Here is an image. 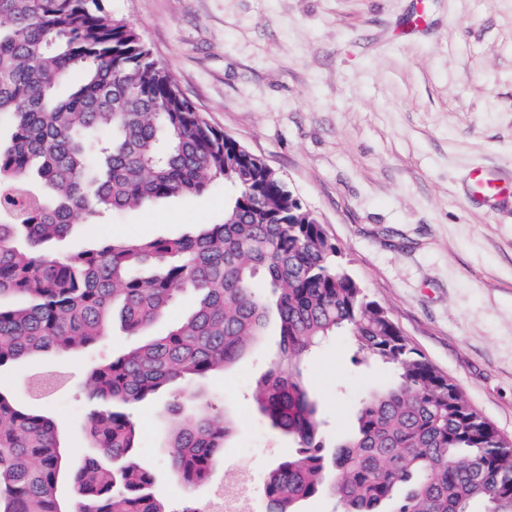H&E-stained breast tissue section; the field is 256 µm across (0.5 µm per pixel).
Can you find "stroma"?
Masks as SVG:
<instances>
[{
  "label": "stroma",
  "mask_w": 512,
  "mask_h": 512,
  "mask_svg": "<svg viewBox=\"0 0 512 512\" xmlns=\"http://www.w3.org/2000/svg\"><path fill=\"white\" fill-rule=\"evenodd\" d=\"M218 129L275 170L343 252L351 273L431 363L512 438V205L470 194V174H512V0H106ZM425 28H410L417 9ZM223 185L105 213L60 251L177 236L224 218ZM131 342L113 326L93 349L41 352L0 383L56 422L74 462L90 454L85 374ZM275 324L196 392L234 425L208 484L186 487L166 458L167 396L137 404V458L170 512L227 485L266 512L262 484L295 448L252 392L275 356ZM347 337L305 366L327 438L355 423L388 379L353 365Z\"/></svg>",
  "instance_id": "obj_1"
}]
</instances>
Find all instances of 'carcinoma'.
Instances as JSON below:
<instances>
[{
    "instance_id": "cac0c4a2",
    "label": "carcinoma",
    "mask_w": 512,
    "mask_h": 512,
    "mask_svg": "<svg viewBox=\"0 0 512 512\" xmlns=\"http://www.w3.org/2000/svg\"><path fill=\"white\" fill-rule=\"evenodd\" d=\"M0 369L41 351L89 349L114 308L137 341L88 374L93 453L76 465L52 418L0 385V512H172L135 454L131 408L234 363L276 311L280 350L253 391L296 455L270 471L268 512L325 494L335 512H512V440L412 346L279 175L213 126L104 0H0ZM218 181L224 221L197 236L47 247L108 211L200 195ZM192 312L147 330L176 301ZM346 335L355 362L392 380L328 442L304 362ZM170 468L211 480L230 420L170 398ZM68 490V496L62 490Z\"/></svg>"
}]
</instances>
